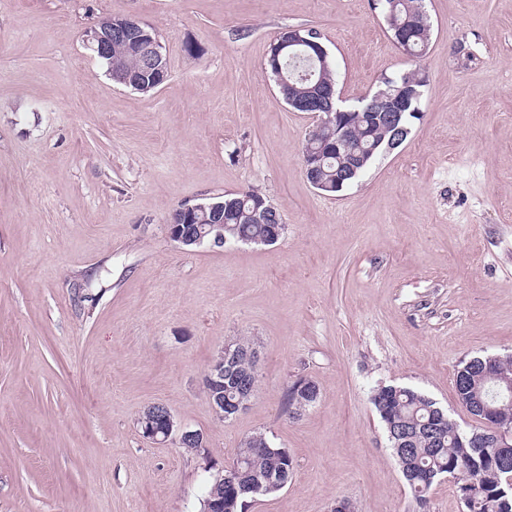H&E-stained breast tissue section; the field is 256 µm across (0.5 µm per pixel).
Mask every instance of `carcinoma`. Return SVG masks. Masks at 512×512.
Segmentation results:
<instances>
[{
    "instance_id": "carcinoma-1",
    "label": "carcinoma",
    "mask_w": 512,
    "mask_h": 512,
    "mask_svg": "<svg viewBox=\"0 0 512 512\" xmlns=\"http://www.w3.org/2000/svg\"><path fill=\"white\" fill-rule=\"evenodd\" d=\"M385 23L390 35L400 34L412 57H419L431 38V25L424 9V0H385ZM288 37L282 31L270 44L264 66L273 78L284 102L291 106L301 100L316 97L321 91L336 86L332 60L310 58L304 53L290 55L281 42ZM113 81L128 76L135 78L130 88L148 93L159 87L146 70L133 46L112 42V56L102 59ZM409 85L419 96L411 100L402 123L409 125L412 113L420 111L426 82L419 70H407L382 81L381 90L393 94ZM368 99L345 108L333 105V110L357 112L361 116L359 131L345 144L335 148L336 132L324 129L305 139L301 154L310 153L321 159L318 177L333 186L347 170V162L357 154L364 165L362 174L381 153L391 131L376 121L371 111L385 112L388 99L383 97L375 108L367 107ZM265 197L251 189L246 194L224 196V238L228 242L265 244L270 225L257 221L255 207ZM242 355L234 365L231 377L224 379V399L250 401L258 380L246 354L253 349L248 339L237 341ZM487 358L463 361L455 373L459 402L488 408L486 419L492 427L512 435V399L501 396L484 376ZM317 385L300 380L288 392L290 415L300 414L316 402ZM372 404L384 426L390 446L400 466L406 485L416 501L423 504L433 484L441 478L452 481L466 512H512V448L503 449L484 439L486 427L465 431L448 417L436 402L419 390L395 385H382L373 390ZM234 461L241 469L242 481L261 487V494L271 495L273 482L292 480L294 459L289 450L276 446L261 432L245 438L235 453Z\"/></svg>"
}]
</instances>
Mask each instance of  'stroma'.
Returning <instances> with one entry per match:
<instances>
[{
	"label": "stroma",
	"mask_w": 512,
	"mask_h": 512,
	"mask_svg": "<svg viewBox=\"0 0 512 512\" xmlns=\"http://www.w3.org/2000/svg\"><path fill=\"white\" fill-rule=\"evenodd\" d=\"M425 9L416 60L380 0H0V512H201L208 463L257 432L295 473L249 512H466L445 479L413 498L371 393L417 389L469 431L458 365L512 353V0ZM107 16L155 30L158 89L85 47ZM292 27L321 33L342 105L426 78L407 139L335 194L301 165L314 113L263 71ZM249 187L277 243L170 239L175 208ZM241 338L259 383L222 421L204 377ZM300 379L319 395L292 418ZM152 404L203 448L145 437Z\"/></svg>",
	"instance_id": "1"
}]
</instances>
